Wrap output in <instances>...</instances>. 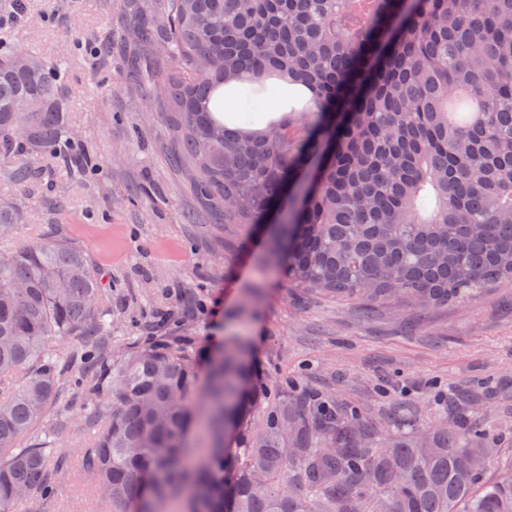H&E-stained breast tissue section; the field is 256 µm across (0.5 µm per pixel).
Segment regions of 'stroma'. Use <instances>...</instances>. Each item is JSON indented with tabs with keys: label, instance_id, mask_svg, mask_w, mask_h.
Listing matches in <instances>:
<instances>
[{
	"label": "stroma",
	"instance_id": "stroma-1",
	"mask_svg": "<svg viewBox=\"0 0 512 512\" xmlns=\"http://www.w3.org/2000/svg\"><path fill=\"white\" fill-rule=\"evenodd\" d=\"M13 42L66 63L65 122L94 167L57 170L33 187L0 180L22 219L0 252L45 237L81 246L110 293L112 349L136 336H179L201 378L229 345L243 347L250 390L273 399L295 382L362 411L385 437L451 425L439 400L482 392L469 420L495 433L486 478L512 475V282L464 305L374 307L306 293L265 263L262 232L224 223L172 167L171 135L149 97L153 58L130 72L127 0H25ZM93 482L72 469L40 512H95Z\"/></svg>",
	"mask_w": 512,
	"mask_h": 512
}]
</instances>
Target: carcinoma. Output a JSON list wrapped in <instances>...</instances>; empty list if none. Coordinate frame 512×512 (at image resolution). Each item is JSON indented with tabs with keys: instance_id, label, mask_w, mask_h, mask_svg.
<instances>
[{
	"instance_id": "1",
	"label": "carcinoma",
	"mask_w": 512,
	"mask_h": 512,
	"mask_svg": "<svg viewBox=\"0 0 512 512\" xmlns=\"http://www.w3.org/2000/svg\"><path fill=\"white\" fill-rule=\"evenodd\" d=\"M135 30L166 45L154 101L174 166L229 223L277 221L265 262L291 285L446 306L512 282V0H164ZM64 79L0 40L16 184L32 153L73 150ZM264 97L280 116L253 128ZM107 293L66 241L0 255V512L54 497L74 464L98 512H512V479L483 481L494 449L476 439L494 437L465 417L391 440L317 393L258 401L236 347L201 391L167 336L112 354ZM68 391L92 432L74 462L54 447Z\"/></svg>"
}]
</instances>
